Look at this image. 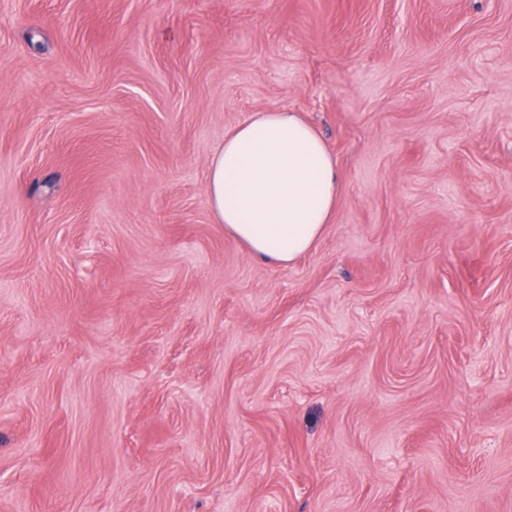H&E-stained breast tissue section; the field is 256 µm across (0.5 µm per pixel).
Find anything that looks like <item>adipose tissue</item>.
<instances>
[{
	"label": "adipose tissue",
	"instance_id": "obj_1",
	"mask_svg": "<svg viewBox=\"0 0 512 512\" xmlns=\"http://www.w3.org/2000/svg\"><path fill=\"white\" fill-rule=\"evenodd\" d=\"M206 189L228 236L285 267L311 251L334 219L336 159L299 113L256 112L225 132Z\"/></svg>",
	"mask_w": 512,
	"mask_h": 512
}]
</instances>
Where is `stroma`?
<instances>
[{
	"mask_svg": "<svg viewBox=\"0 0 512 512\" xmlns=\"http://www.w3.org/2000/svg\"><path fill=\"white\" fill-rule=\"evenodd\" d=\"M273 108L285 268L206 193ZM0 512H512V0H0ZM206 189L228 236L252 256L287 267L314 248L334 219L336 158L298 112H254L225 132Z\"/></svg>",
	"mask_w": 512,
	"mask_h": 512,
	"instance_id": "stroma-1",
	"label": "stroma"
}]
</instances>
